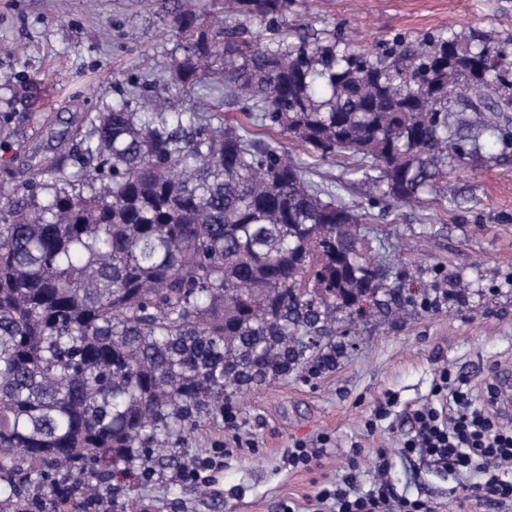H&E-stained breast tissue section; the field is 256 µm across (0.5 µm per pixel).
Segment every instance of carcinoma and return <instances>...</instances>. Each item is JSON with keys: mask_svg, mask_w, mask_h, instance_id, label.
<instances>
[{"mask_svg": "<svg viewBox=\"0 0 512 512\" xmlns=\"http://www.w3.org/2000/svg\"><path fill=\"white\" fill-rule=\"evenodd\" d=\"M295 0H224L169 83H203L239 116L126 102L90 119L0 205V512H83L142 457L172 459L230 388L286 376L337 314L377 305L390 260L371 214L311 179L361 170L379 200L456 203L448 161L512 143V52L480 35L371 49L288 41ZM202 11L180 0L187 33ZM257 24L273 34L254 40ZM302 156L289 158L279 137Z\"/></svg>", "mask_w": 512, "mask_h": 512, "instance_id": "carcinoma-1", "label": "carcinoma"}]
</instances>
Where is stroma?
I'll return each instance as SVG.
<instances>
[{
    "label": "stroma",
    "instance_id": "stroma-1",
    "mask_svg": "<svg viewBox=\"0 0 512 512\" xmlns=\"http://www.w3.org/2000/svg\"><path fill=\"white\" fill-rule=\"evenodd\" d=\"M175 0H0V190L22 182L41 160L68 152L90 129V117L126 99H170L173 110L224 113L234 106L198 92L171 88L168 67L186 34L172 24ZM289 21L318 36L336 33L374 45L395 37L415 44L437 32L512 38V0H296ZM460 196L455 205L375 204L363 173L318 162L316 182L341 183L346 202L371 205L369 237L392 261L386 292L424 291L427 302L406 312L373 308L342 324L329 365L305 355L288 375L229 390L233 427L222 414L201 420L179 462L227 443L224 467L207 494L176 480L174 467L152 480L125 477L124 512H307L317 489L355 471L367 490L377 482L372 461L386 452L394 490L430 501L435 512H512L466 496L478 473H446L400 454L409 430L406 409L432 396L441 368L479 382L493 367H512V149L488 139L480 157L449 164ZM389 416L371 419L385 395ZM331 438L322 467L289 466L295 441Z\"/></svg>",
    "mask_w": 512,
    "mask_h": 512
}]
</instances>
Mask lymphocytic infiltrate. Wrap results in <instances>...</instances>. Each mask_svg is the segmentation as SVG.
<instances>
[{
    "instance_id": "lymphocytic-infiltrate-1",
    "label": "lymphocytic infiltrate",
    "mask_w": 512,
    "mask_h": 512,
    "mask_svg": "<svg viewBox=\"0 0 512 512\" xmlns=\"http://www.w3.org/2000/svg\"><path fill=\"white\" fill-rule=\"evenodd\" d=\"M500 405L495 373L474 384L442 369L432 401L408 413L411 428L400 451L451 473L480 470L487 476L484 487L495 505L511 503L512 424L506 422ZM355 480L350 473L324 485L315 495L316 504H331L334 512H430L424 501L397 496L385 483L366 495L350 496Z\"/></svg>"
}]
</instances>
